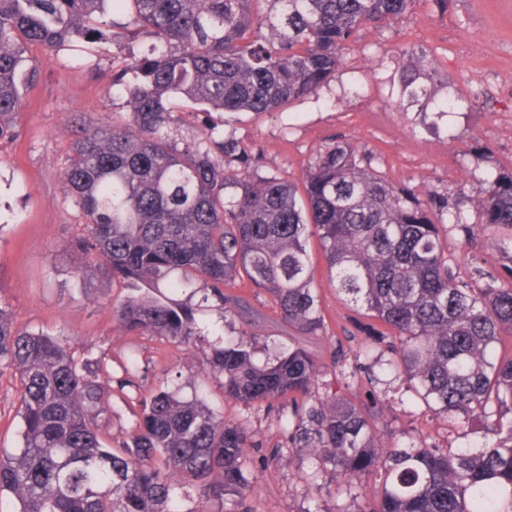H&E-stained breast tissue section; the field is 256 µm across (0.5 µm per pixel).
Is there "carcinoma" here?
Masks as SVG:
<instances>
[{
  "mask_svg": "<svg viewBox=\"0 0 512 512\" xmlns=\"http://www.w3.org/2000/svg\"><path fill=\"white\" fill-rule=\"evenodd\" d=\"M415 0H0V140L20 134L24 93L39 76L32 45L50 53L109 37L151 40L116 77L128 112L84 126L61 174L66 197L85 219L74 277L105 270L135 294L113 306L119 335L151 336L203 350L204 373L246 406L291 403L287 448L311 461L304 496H345L346 512H512V266L495 275L454 268L448 235H470L465 196L419 197L372 166L347 141L323 146L302 183L249 173L232 138L206 131L185 144L172 100L196 112H277L316 93L343 50L369 25L388 24ZM122 14V22L109 14ZM433 75L407 55L399 65L403 110L441 119L453 101L432 97ZM481 223L505 230L512 247V170L476 191ZM316 238L339 293L369 320L361 364L371 382L406 386L421 412L468 439L471 418L482 444H429L404 429L387 449L375 429L386 398L355 401L320 391L322 367L298 343L255 361L257 337L206 339L196 308L141 293L168 282L203 292L224 316L263 319L224 295L246 279L296 335L324 329L314 265ZM102 357L77 358L44 331L18 327L0 300V374L19 383L20 445L0 452V496L14 512H245L249 481L242 448L249 427L212 410L205 398L159 390L138 400L117 445L101 443L99 418L112 416V377ZM374 484V500L359 490ZM195 504L184 508L183 502Z\"/></svg>",
  "mask_w": 512,
  "mask_h": 512,
  "instance_id": "cac0c4a2",
  "label": "carcinoma"
}]
</instances>
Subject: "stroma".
Returning <instances> with one entry per match:
<instances>
[{
  "label": "stroma",
  "instance_id": "obj_1",
  "mask_svg": "<svg viewBox=\"0 0 512 512\" xmlns=\"http://www.w3.org/2000/svg\"><path fill=\"white\" fill-rule=\"evenodd\" d=\"M505 2L448 0L443 12L433 0H416L396 23L362 30L316 94L279 112L236 114L217 125L214 136L234 135L263 175L301 180L322 145L346 140L365 146L375 168L419 196L447 191L474 196L481 183L512 170V14ZM148 45L145 38L130 47L103 40L54 55L31 46L29 56L43 62L41 73L24 101L19 137L0 140V300L9 304L17 325L48 331L75 354L90 349L104 355L113 381L123 380L124 365L136 359L133 385L112 397L116 413L106 431L116 440L133 422L125 398L149 395L177 375L192 388L193 367L183 347L148 336L115 335L112 307L128 294L122 281L99 273L82 281L72 278L80 256L71 245L82 234L84 218L66 198L60 175L83 121L104 123L125 111L126 98L113 88L112 77L131 53ZM405 47L431 65L439 95L456 102L439 132L425 130L399 106L397 68ZM465 216L470 237L448 239L458 271L466 272L476 254L492 271L512 263L499 248L501 233L481 224L473 206H466ZM312 255L325 328L311 349L330 370L338 358H353L368 337L330 281L320 250ZM232 294L263 311L265 319L256 329L259 344L291 346L287 328L264 295L243 284ZM204 394L211 407L252 430L253 443L245 452L251 466L249 512H306V450L290 448L280 461L261 462L283 441L289 405L271 411L244 406L225 398L215 380ZM17 398V381L0 375V448L20 442ZM387 420L376 431L380 447H390L401 429L430 443L447 442L443 421L409 412L400 403L390 404Z\"/></svg>",
  "mask_w": 512,
  "mask_h": 512
}]
</instances>
